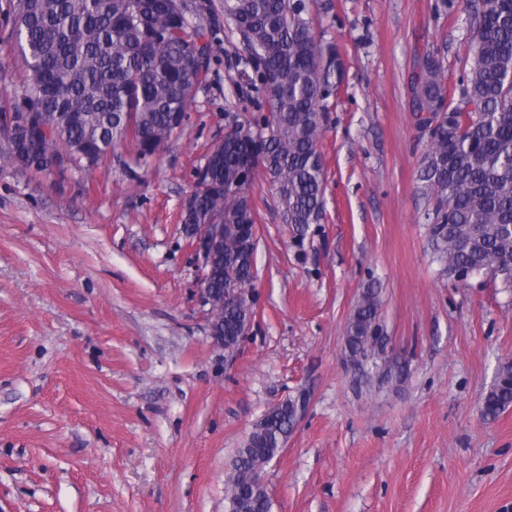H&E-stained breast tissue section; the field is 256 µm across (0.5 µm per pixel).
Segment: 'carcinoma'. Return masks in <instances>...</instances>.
I'll return each mask as SVG.
<instances>
[{
	"mask_svg": "<svg viewBox=\"0 0 512 512\" xmlns=\"http://www.w3.org/2000/svg\"><path fill=\"white\" fill-rule=\"evenodd\" d=\"M471 39L464 76L449 83L438 52L413 78V111L428 128L419 180L431 208L425 219L436 260L448 279L468 267L512 289V0H470ZM12 34L30 72L9 107L28 98L31 127L16 132L0 162L27 157V168L65 157L96 165L116 145L127 168L141 167L188 118L197 89L217 61L214 43L235 38V66L252 89L251 111L224 113V144L212 146L208 172L182 211V224L256 223L251 188L262 172L276 186L286 223L298 237L324 216L320 152L330 100L338 98L345 62L340 46L322 45L308 0H18ZM204 44L197 45V39ZM251 235L224 236L223 268L212 287H254ZM378 290L364 289L346 331L354 358L373 347ZM243 303L224 301L233 327ZM512 406V364L486 393L494 419ZM300 401L270 409L237 451L227 498L251 491L267 512L256 471L288 436Z\"/></svg>",
	"mask_w": 512,
	"mask_h": 512,
	"instance_id": "1",
	"label": "carcinoma"
}]
</instances>
